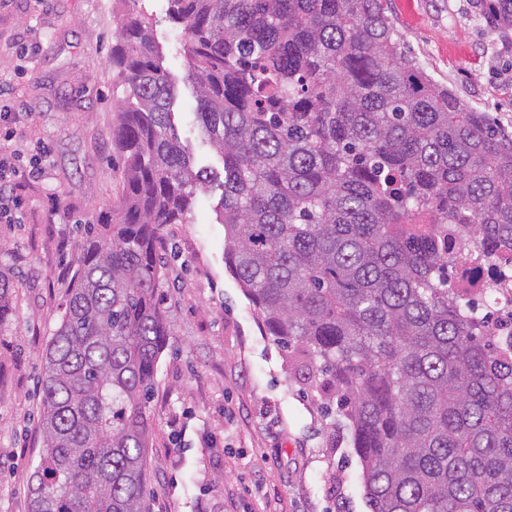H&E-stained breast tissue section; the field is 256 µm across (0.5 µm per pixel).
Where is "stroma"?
<instances>
[{"mask_svg":"<svg viewBox=\"0 0 512 512\" xmlns=\"http://www.w3.org/2000/svg\"><path fill=\"white\" fill-rule=\"evenodd\" d=\"M131 9L151 18L176 84L177 135L198 165L221 168L196 119L167 0H0V89L32 107L9 143L16 204L0 221V270L14 283L0 319V512H29L45 351L83 227L121 195L112 131L124 88L108 57L115 20ZM387 14L424 71L512 131V31L490 29L472 0H387ZM28 29L43 47L24 54L12 44ZM220 196L199 194L188 223L162 229L170 337L149 404V512H369L349 427L325 414L224 264Z\"/></svg>","mask_w":512,"mask_h":512,"instance_id":"1","label":"stroma"}]
</instances>
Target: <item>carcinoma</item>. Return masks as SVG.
Wrapping results in <instances>:
<instances>
[{"mask_svg":"<svg viewBox=\"0 0 512 512\" xmlns=\"http://www.w3.org/2000/svg\"><path fill=\"white\" fill-rule=\"evenodd\" d=\"M512 29V0H475ZM224 181L175 133L149 18L115 20L118 205L86 229L44 361L29 512H148V403L169 327L158 246L217 185L224 264L325 380L371 512H512V352L448 290V225L512 242V134L435 82L386 0H169ZM12 280L0 271V318Z\"/></svg>","mask_w":512,"mask_h":512,"instance_id":"1","label":"carcinoma"}]
</instances>
